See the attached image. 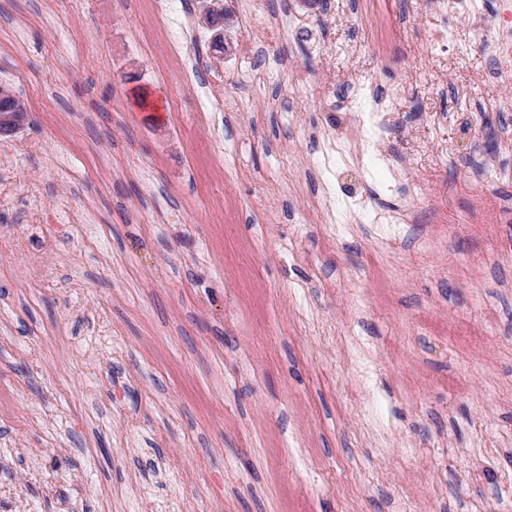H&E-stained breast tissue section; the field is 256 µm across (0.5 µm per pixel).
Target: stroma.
I'll list each match as a JSON object with an SVG mask.
<instances>
[{"label": "stroma", "instance_id": "1", "mask_svg": "<svg viewBox=\"0 0 512 512\" xmlns=\"http://www.w3.org/2000/svg\"><path fill=\"white\" fill-rule=\"evenodd\" d=\"M241 2L0 0V512H512V0ZM24 109V106L19 110L10 104H1L0 134H13L22 128Z\"/></svg>", "mask_w": 512, "mask_h": 512}]
</instances>
